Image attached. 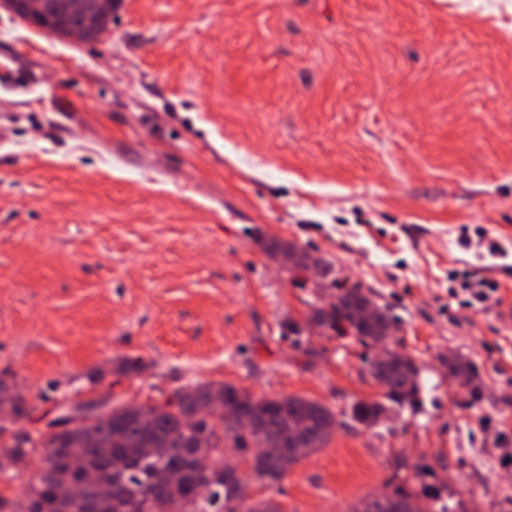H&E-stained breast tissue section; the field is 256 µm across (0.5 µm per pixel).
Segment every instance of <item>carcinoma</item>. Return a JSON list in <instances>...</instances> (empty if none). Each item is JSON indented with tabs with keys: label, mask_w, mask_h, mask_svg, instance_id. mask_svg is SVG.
<instances>
[{
	"label": "carcinoma",
	"mask_w": 512,
	"mask_h": 512,
	"mask_svg": "<svg viewBox=\"0 0 512 512\" xmlns=\"http://www.w3.org/2000/svg\"><path fill=\"white\" fill-rule=\"evenodd\" d=\"M35 19L57 37H68L78 20L65 8L51 13H34ZM264 251L277 258L285 248L303 264L316 253L280 239L262 241ZM369 295L354 284L340 289L337 301L317 315L319 336L355 337L372 348L387 342L392 333L388 313L377 306L364 311ZM281 334L296 347L309 342L296 322L288 317ZM448 378L471 388L466 406L481 401L477 367L461 354L443 358ZM147 368L140 357L112 361L109 371L95 369L86 375L92 384L106 373L139 375ZM366 372L380 388V398L360 399L350 406L348 417L371 428L384 411L413 410L419 405L420 373L413 358L387 350L384 360H366ZM219 390L223 402L234 414L224 417L212 405V391ZM177 402L165 400L151 408L154 419L143 423L139 414L124 404L89 425L31 433L20 431L0 437V455L10 459L12 468L0 476L11 479L26 472L34 457H40L24 496L10 500L0 497V512H282L272 495L282 480L278 460L258 452L266 443H279L298 463L325 447L336 426V413L320 402L302 396L255 397L234 384L216 387L197 385L173 391ZM34 406L27 393L0 378V414L15 420L28 417ZM206 449L210 464L197 460ZM232 448L246 462L241 477L225 472L224 449ZM432 476L426 464L407 466L396 460L384 482V490L364 496L348 512H456L461 501L455 492L426 482ZM258 485L271 491L252 498Z\"/></svg>",
	"instance_id": "cac0c4a2"
}]
</instances>
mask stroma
<instances>
[{"mask_svg":"<svg viewBox=\"0 0 512 512\" xmlns=\"http://www.w3.org/2000/svg\"><path fill=\"white\" fill-rule=\"evenodd\" d=\"M512 245V0H118L110 35L57 38L0 10V377L38 402L161 400L230 382L337 415L288 470L284 512H347L395 460L465 512H512V277L463 229ZM316 251L396 321L426 386L367 429L355 338L279 323L314 297L256 241ZM498 299L465 307L448 272ZM473 359L461 404L440 359ZM139 356L142 375L91 370ZM449 278L461 283L463 298L460 299V303L464 306L485 303L496 298L499 288H501L498 281L487 278L475 279L473 274L466 269L452 270Z\"/></svg>","mask_w":512,"mask_h":512,"instance_id":"obj_1","label":"stroma"}]
</instances>
